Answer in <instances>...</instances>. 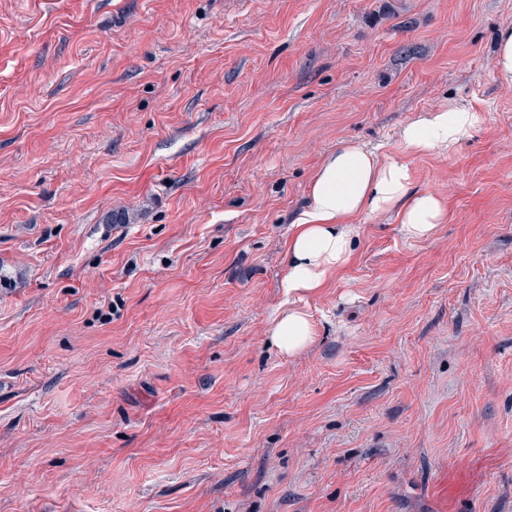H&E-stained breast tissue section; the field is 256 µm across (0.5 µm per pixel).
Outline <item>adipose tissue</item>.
Here are the masks:
<instances>
[{
	"label": "adipose tissue",
	"mask_w": 512,
	"mask_h": 512,
	"mask_svg": "<svg viewBox=\"0 0 512 512\" xmlns=\"http://www.w3.org/2000/svg\"><path fill=\"white\" fill-rule=\"evenodd\" d=\"M469 105L440 107L404 125L399 138L413 154H448L480 122ZM395 213L399 231L409 240H425L446 220L442 200L411 188L407 164L353 143L340 145L318 166L309 203L294 220L288 237L286 272L281 282L286 307L268 334L279 353L295 356L315 337L309 298L346 267L353 255L360 219Z\"/></svg>",
	"instance_id": "obj_1"
}]
</instances>
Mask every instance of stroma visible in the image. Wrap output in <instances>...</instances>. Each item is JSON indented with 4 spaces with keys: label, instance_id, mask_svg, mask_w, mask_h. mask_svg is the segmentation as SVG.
Returning a JSON list of instances; mask_svg holds the SVG:
<instances>
[{
    "label": "stroma",
    "instance_id": "35a3bbf8",
    "mask_svg": "<svg viewBox=\"0 0 512 512\" xmlns=\"http://www.w3.org/2000/svg\"><path fill=\"white\" fill-rule=\"evenodd\" d=\"M505 26L512 0H0V512H512ZM454 104L483 120L453 151L403 149ZM348 142L448 217L364 219L289 358V229ZM493 66L498 81L512 87V27L504 28L498 34Z\"/></svg>",
    "mask_w": 512,
    "mask_h": 512
}]
</instances>
